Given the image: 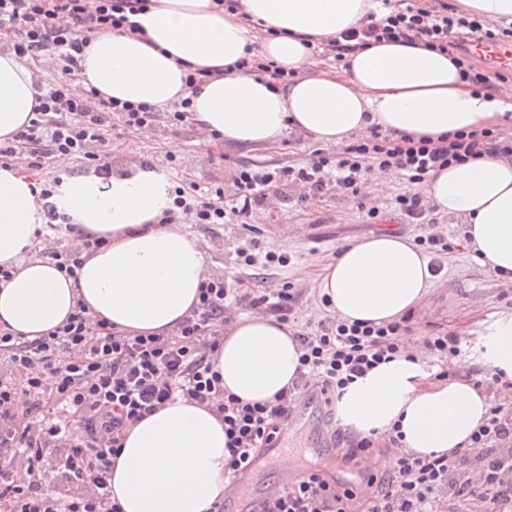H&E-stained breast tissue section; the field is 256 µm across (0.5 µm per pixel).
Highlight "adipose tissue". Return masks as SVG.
Returning a JSON list of instances; mask_svg holds the SVG:
<instances>
[{"instance_id":"adipose-tissue-1","label":"adipose tissue","mask_w":512,"mask_h":512,"mask_svg":"<svg viewBox=\"0 0 512 512\" xmlns=\"http://www.w3.org/2000/svg\"><path fill=\"white\" fill-rule=\"evenodd\" d=\"M241 13L214 0H155L137 20L145 37L116 30L90 36L80 81L102 95L165 107L189 99L199 126L237 146H272L288 130L341 145L377 124L392 136L480 129L512 112V86L475 90L459 77L453 54L420 42L374 44L321 69L309 47L366 23L375 0H240ZM251 24H244L243 16ZM266 36H258V29ZM264 60L288 72L280 86L236 69L253 44ZM224 68L197 90L188 70ZM56 72L0 52V143L22 130L35 105V79ZM438 213L464 221L467 247L490 273L512 272V162L485 156L435 170L415 186ZM40 183L0 164V323L13 334H46L85 304L90 316L129 334H166L198 302L207 277L205 252L182 224L161 218L174 196L166 175L140 166L110 177L65 178L53 201L80 234L98 239L82 252L76 277L38 255ZM315 285L337 321L374 323L416 309L436 287L425 253L407 236L386 230L342 245ZM481 360L512 379V313L487 329ZM302 353L295 330L273 316H241L224 326L216 367L225 390L260 401L291 386ZM428 380L405 357L380 364L350 383L336 402L339 425L358 437H379L393 424L404 451L420 455L465 449L485 421L491 399L468 378ZM229 458L224 424L211 411L176 397L126 431L112 462L111 496L122 512H208L223 500Z\"/></svg>"}]
</instances>
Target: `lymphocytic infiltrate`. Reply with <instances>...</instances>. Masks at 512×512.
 <instances>
[{"label": "lymphocytic infiltrate", "mask_w": 512, "mask_h": 512, "mask_svg": "<svg viewBox=\"0 0 512 512\" xmlns=\"http://www.w3.org/2000/svg\"><path fill=\"white\" fill-rule=\"evenodd\" d=\"M150 0H0V41L16 56L32 59L50 52L59 61L56 83L40 88L28 126L0 143V158L42 168L46 159L79 155L108 174L95 144L104 143L110 114L124 127L152 129L159 115L147 103L103 97L78 82L89 35L119 29L135 35L136 15ZM381 14L362 28L324 41L322 56L339 61L373 44L421 41L438 52L452 51L463 79L477 89L494 87L508 70L470 51L472 43L512 41V25L492 32L479 18L449 7L447 0H379ZM485 154L512 161V132L496 124L437 137L393 138L370 126L336 155L315 153L277 170L262 166L236 170V195L225 205L223 191H201L196 182L177 187L173 209L163 223L189 216L195 224H224L249 218L270 194L299 188L304 199L334 191L360 198L363 178L377 169L408 183L431 171L463 165ZM394 209L408 224L427 225L433 273L450 245L437 233L434 207L421 194H398ZM298 294L290 283L271 292L249 285L248 277L202 282L199 302L167 335H130L89 316L85 307L46 335L27 340L0 328V512H121L112 501V459L126 430L156 412L174 394L206 407L224 423L230 460L224 469L235 480L248 460L276 447L300 399L332 404L344 388L378 364L404 353L408 317L374 325L325 320L297 331L300 371L286 393L245 402L224 390L214 354L224 339L227 300L253 310L291 314ZM331 438L350 462L376 449L390 455L384 475H366L371 493L358 496L353 484L310 469L291 486L260 502L258 512H512V402L491 403L488 417L464 452L438 456L401 452L403 434L392 426L382 438H351L334 428ZM60 453L69 494L53 492L44 480Z\"/></svg>", "instance_id": "lymphocytic-infiltrate-1"}]
</instances>
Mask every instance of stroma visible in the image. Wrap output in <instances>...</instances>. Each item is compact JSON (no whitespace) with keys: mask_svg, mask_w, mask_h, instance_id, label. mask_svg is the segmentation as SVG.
<instances>
[{"mask_svg":"<svg viewBox=\"0 0 512 512\" xmlns=\"http://www.w3.org/2000/svg\"><path fill=\"white\" fill-rule=\"evenodd\" d=\"M106 139L112 146V153L106 158L112 171L122 173L147 164L169 176L182 173L205 189L230 187L236 169L244 165L275 169L304 161L317 149L331 155L338 151L336 145L320 146L292 131L285 141L272 147L213 145L197 134L192 125L173 126L164 121L147 134L112 128ZM173 140L180 142V152L170 150ZM299 195V190L294 189L270 196L266 206L257 210L245 227L236 223L193 224L189 230L206 248L211 275L227 280L241 271L237 249L256 239L263 250L275 252L279 240L288 239V264L274 269L272 276H258L255 285L261 289L292 283L301 293L295 306L300 321L315 322L325 318L326 312L311 273L329 262L341 244L386 229L412 238L420 235L421 230L401 223L392 211L386 213L382 222L367 223L358 200L333 192L320 202H304ZM438 221L445 225L454 249L442 258L444 268L438 277V287L412 313L413 335L418 338L442 329L453 331L462 349L475 356L492 314L512 311V294L502 295L501 282L476 263L461 239L459 220L442 215ZM328 418L327 407H320L300 445L324 475L359 482L361 472L368 470L369 464L363 460L355 465L344 463L340 453L327 449Z\"/></svg>","mask_w":512,"mask_h":512,"instance_id":"stroma-1","label":"stroma"}]
</instances>
